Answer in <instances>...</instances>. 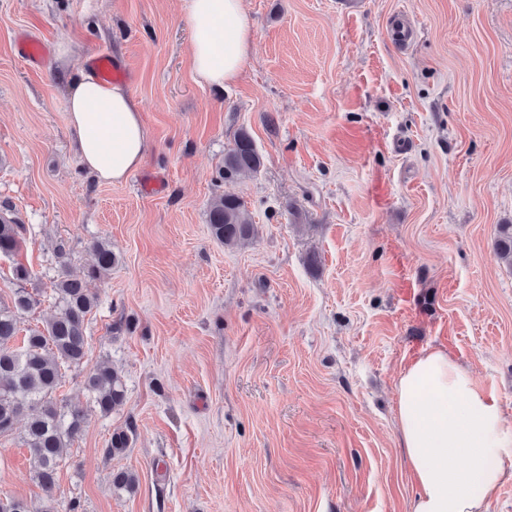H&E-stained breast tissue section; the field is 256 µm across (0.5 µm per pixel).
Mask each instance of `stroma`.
<instances>
[{
    "label": "stroma",
    "instance_id": "obj_1",
    "mask_svg": "<svg viewBox=\"0 0 512 512\" xmlns=\"http://www.w3.org/2000/svg\"><path fill=\"white\" fill-rule=\"evenodd\" d=\"M251 52L215 91L189 61L181 0H0V204L25 226L22 262L57 313L65 239L82 273L105 238L84 363L111 360L127 395L90 410L54 498L84 512H408L416 486L395 425L396 384L442 347L512 424V268L493 254L512 222V0H244ZM415 33L392 38L397 18ZM27 32L79 58L106 53L150 132L126 181L74 153L71 76L32 68ZM247 130L264 164L222 180ZM240 197L254 238L208 230L212 199ZM135 423L126 454L112 432ZM136 471V494L111 475ZM0 492L40 502L19 434L0 436Z\"/></svg>",
    "mask_w": 512,
    "mask_h": 512
}]
</instances>
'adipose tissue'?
Wrapping results in <instances>:
<instances>
[{"instance_id": "obj_1", "label": "adipose tissue", "mask_w": 512, "mask_h": 512, "mask_svg": "<svg viewBox=\"0 0 512 512\" xmlns=\"http://www.w3.org/2000/svg\"><path fill=\"white\" fill-rule=\"evenodd\" d=\"M182 15L199 79L218 89L236 80L250 51L243 0H182ZM67 112L76 154L98 180L119 183L140 166L149 132L126 84L81 69ZM396 389L398 438L417 486L409 512H487L512 481V426L499 403L442 348L421 352Z\"/></svg>"}]
</instances>
